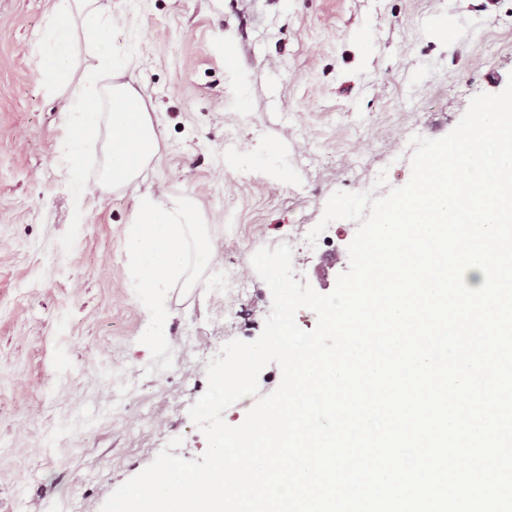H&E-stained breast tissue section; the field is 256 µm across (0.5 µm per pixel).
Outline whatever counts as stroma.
<instances>
[{
	"label": "stroma",
	"instance_id": "1",
	"mask_svg": "<svg viewBox=\"0 0 512 512\" xmlns=\"http://www.w3.org/2000/svg\"><path fill=\"white\" fill-rule=\"evenodd\" d=\"M54 3L0 0V512H100L170 439L203 455L206 365L271 310L253 254L291 241L296 280L333 291L357 224L308 246L330 196L405 185L413 135L512 80V0H100L159 149L115 192L87 144L77 218L69 94L41 64ZM148 193L192 200L217 256L168 289L163 341L124 246Z\"/></svg>",
	"mask_w": 512,
	"mask_h": 512
}]
</instances>
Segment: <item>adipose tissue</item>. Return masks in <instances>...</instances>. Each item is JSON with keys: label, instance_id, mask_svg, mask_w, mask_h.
Here are the masks:
<instances>
[{"label": "adipose tissue", "instance_id": "ef3b65f1", "mask_svg": "<svg viewBox=\"0 0 512 512\" xmlns=\"http://www.w3.org/2000/svg\"><path fill=\"white\" fill-rule=\"evenodd\" d=\"M78 25L96 46L107 44L112 22L103 16L97 0H56L42 63L70 91L71 172L80 170L84 142L98 137L101 129H108L102 184L118 190L137 179L155 158L158 138L142 98L121 79L124 60H112V110L106 114L99 109L93 71L74 76L73 30ZM125 248L133 264L129 286L152 309L155 335L166 336V314L157 299L173 284H191L196 271L212 264L215 254L205 227L188 200L162 203L148 196L142 199L126 229Z\"/></svg>", "mask_w": 512, "mask_h": 512}]
</instances>
